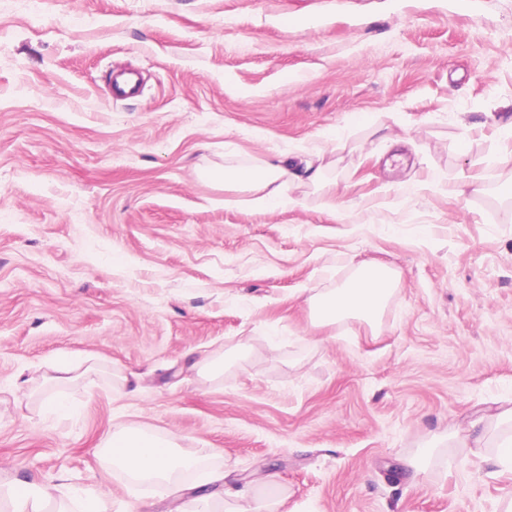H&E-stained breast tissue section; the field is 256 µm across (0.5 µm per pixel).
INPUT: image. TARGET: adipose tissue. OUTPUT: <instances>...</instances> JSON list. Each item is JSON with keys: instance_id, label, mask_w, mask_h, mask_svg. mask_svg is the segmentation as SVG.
<instances>
[{"instance_id": "obj_1", "label": "adipose tissue", "mask_w": 512, "mask_h": 512, "mask_svg": "<svg viewBox=\"0 0 512 512\" xmlns=\"http://www.w3.org/2000/svg\"><path fill=\"white\" fill-rule=\"evenodd\" d=\"M209 177L223 182L226 208L251 212H270L286 205L294 182L305 180L315 186L323 183L321 169L312 164L295 168L279 159L265 160L247 169L215 170ZM400 282V273L390 267H360L337 288L308 297L312 321L318 326H330L356 319L377 325ZM105 446L113 466L133 480L168 486L176 473L195 469L202 461L198 455L178 454L176 438L133 425L113 430ZM0 501L9 502L12 512H44L49 504L54 512H110L109 501L103 496L84 495L73 489L67 500L61 501L54 485L38 486L19 479L0 483Z\"/></svg>"}]
</instances>
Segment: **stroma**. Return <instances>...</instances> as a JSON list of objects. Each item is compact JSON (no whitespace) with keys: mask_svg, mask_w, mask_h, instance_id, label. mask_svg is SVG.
<instances>
[{"mask_svg":"<svg viewBox=\"0 0 512 512\" xmlns=\"http://www.w3.org/2000/svg\"><path fill=\"white\" fill-rule=\"evenodd\" d=\"M301 146L332 189L290 208L203 176ZM510 182L512 0H0V478L165 512L101 448L124 424L275 472L278 512H502ZM366 264L402 275L378 327L314 325ZM66 353L105 370L58 419L14 383ZM139 82L132 73L112 74V96L114 98L129 99L138 94ZM248 349L249 346L246 343L238 344L234 350L215 356L203 363L199 369V374L209 380L221 377L224 374V367L241 360Z\"/></svg>","mask_w":512,"mask_h":512,"instance_id":"1","label":"stroma"}]
</instances>
